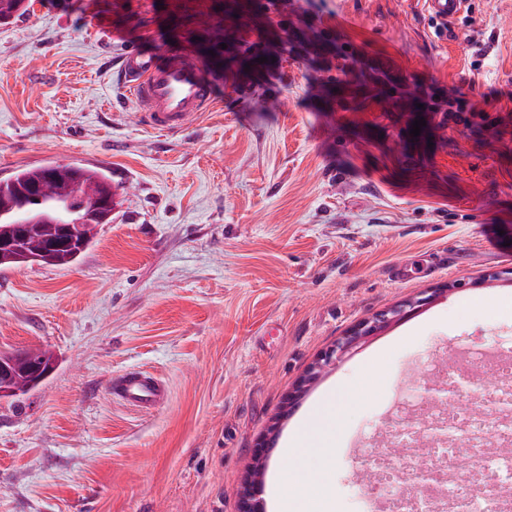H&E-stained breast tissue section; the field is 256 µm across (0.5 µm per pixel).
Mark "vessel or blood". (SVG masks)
Segmentation results:
<instances>
[{"mask_svg":"<svg viewBox=\"0 0 512 512\" xmlns=\"http://www.w3.org/2000/svg\"><path fill=\"white\" fill-rule=\"evenodd\" d=\"M467 0H426L439 19L450 21L463 10ZM124 72L150 128L181 129L187 121L209 111L215 96L204 64L192 54L179 53L157 60L146 54H131ZM114 396L140 408L160 405L166 398L164 386L142 372L123 374L112 383Z\"/></svg>","mask_w":512,"mask_h":512,"instance_id":"b4317fda","label":"vessel or blood"}]
</instances>
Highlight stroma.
Returning <instances> with one entry per match:
<instances>
[{
	"label": "stroma",
	"instance_id": "1",
	"mask_svg": "<svg viewBox=\"0 0 512 512\" xmlns=\"http://www.w3.org/2000/svg\"><path fill=\"white\" fill-rule=\"evenodd\" d=\"M30 2L0 20V179L73 163L104 171L115 205L76 265L0 268V353L54 358L0 400V512H238L258 439L315 359L453 283L280 428L345 393L330 508L361 512L357 450L424 397L429 359L512 341V0H467L443 37L424 0ZM174 51L204 62L216 103L161 134L119 68ZM435 92L486 116L445 124ZM137 370L168 390L155 409L112 394Z\"/></svg>",
	"mask_w": 512,
	"mask_h": 512
}]
</instances>
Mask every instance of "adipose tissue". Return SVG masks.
<instances>
[{"label": "adipose tissue", "mask_w": 512, "mask_h": 512, "mask_svg": "<svg viewBox=\"0 0 512 512\" xmlns=\"http://www.w3.org/2000/svg\"><path fill=\"white\" fill-rule=\"evenodd\" d=\"M348 407L344 393L339 389L329 390L320 406L306 413L300 420L295 432L281 450L283 456L297 462V476H277L271 485L272 505L276 512H294L295 503L304 497L307 481L303 476L309 462H316L318 482V508L325 512L327 508V476L332 466L330 434L327 429L329 414L340 415Z\"/></svg>", "instance_id": "ef3b65f1"}]
</instances>
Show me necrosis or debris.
Here are the masks:
<instances>
[{"mask_svg": "<svg viewBox=\"0 0 512 512\" xmlns=\"http://www.w3.org/2000/svg\"><path fill=\"white\" fill-rule=\"evenodd\" d=\"M426 372L453 397L409 404L368 440L365 512H512V347L467 348ZM437 421L447 422V439L426 438ZM424 460L430 481L399 493L401 472Z\"/></svg>", "mask_w": 512, "mask_h": 512, "instance_id": "4bbe7bcc", "label": "necrosis or debris"}]
</instances>
